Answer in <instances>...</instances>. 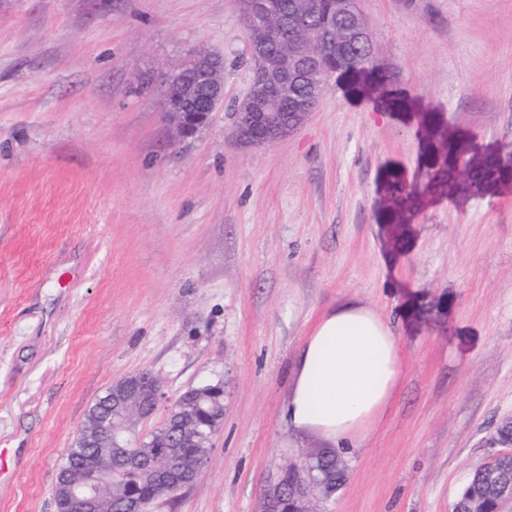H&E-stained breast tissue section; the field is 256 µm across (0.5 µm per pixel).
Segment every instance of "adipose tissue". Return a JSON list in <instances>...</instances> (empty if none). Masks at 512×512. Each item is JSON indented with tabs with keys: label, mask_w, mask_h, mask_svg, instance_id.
I'll return each instance as SVG.
<instances>
[{
	"label": "adipose tissue",
	"mask_w": 512,
	"mask_h": 512,
	"mask_svg": "<svg viewBox=\"0 0 512 512\" xmlns=\"http://www.w3.org/2000/svg\"><path fill=\"white\" fill-rule=\"evenodd\" d=\"M405 362L390 321L358 301L327 310L301 345L286 418L296 436L361 450L390 417Z\"/></svg>",
	"instance_id": "obj_1"
}]
</instances>
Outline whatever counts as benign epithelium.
I'll list each match as a JSON object with an SVG mask.
<instances>
[{
    "mask_svg": "<svg viewBox=\"0 0 512 512\" xmlns=\"http://www.w3.org/2000/svg\"><path fill=\"white\" fill-rule=\"evenodd\" d=\"M241 5L247 28L253 34L249 42L253 78L248 94L239 103V111L233 113L234 134L246 145H268L288 136L314 107L308 101L285 97L289 88L313 78L306 66L313 53L304 35L312 34L313 42L324 48L329 46V36L311 28V18L304 10L293 8L278 14L271 0H243ZM334 17L336 26L346 28L353 41H365L368 29L357 0H338ZM272 18L278 28L275 38V27L265 23ZM213 60L211 53L198 52L168 79L170 83L177 82V96L166 95V119L182 139L205 126L224 102L223 68L213 64ZM112 391L117 393L112 413L103 417L94 430L80 431V437L90 448L84 465L88 474L71 482L68 491L83 503L84 512H99L96 478L101 473V459L118 463L119 468L112 471L117 479L148 468L157 484L173 491L190 487L208 459L203 455L181 469L174 466L168 449L193 437L199 427L194 416L179 407V397L168 396L153 375L142 372L126 376L112 383ZM161 407L166 408L165 423L171 440L163 453L148 456L144 452L150 447L148 436L138 426ZM501 447L503 450L477 471L495 487L498 512H507L512 508V475H505V469L512 461V438L501 443ZM283 472L294 474L297 479L291 486L278 479L265 496L263 512H313L316 491L330 493L315 483L306 467L290 464ZM156 500L155 496H142L131 488L118 497L117 507L123 512H147Z\"/></svg>",
    "mask_w": 512,
    "mask_h": 512,
    "instance_id": "1",
    "label": "benign epithelium"
}]
</instances>
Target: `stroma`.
Listing matches in <instances>:
<instances>
[{
	"mask_svg": "<svg viewBox=\"0 0 512 512\" xmlns=\"http://www.w3.org/2000/svg\"><path fill=\"white\" fill-rule=\"evenodd\" d=\"M387 75H332L279 141L238 142L251 81L239 0H0V512H57L89 408L149 371L224 389L189 488L152 512H262L319 448L282 413L295 354L354 299L406 374L315 512H451L512 417V185L436 195L393 237L391 178L426 180L423 116L477 153L512 145V0H359ZM224 59V105L181 140L168 76Z\"/></svg>",
	"mask_w": 512,
	"mask_h": 512,
	"instance_id": "stroma-1",
	"label": "stroma"
}]
</instances>
